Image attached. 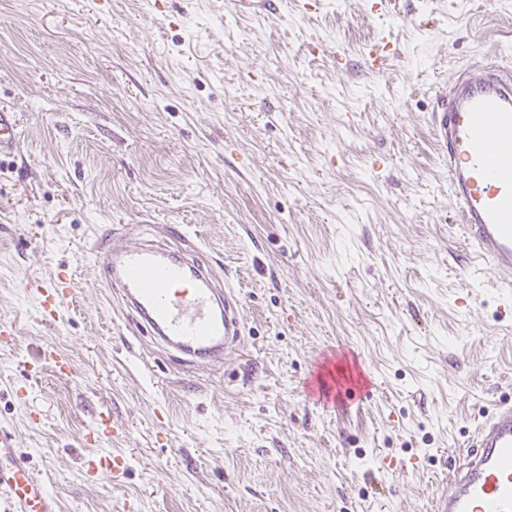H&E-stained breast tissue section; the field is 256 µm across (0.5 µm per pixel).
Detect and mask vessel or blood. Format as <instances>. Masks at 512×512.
I'll list each match as a JSON object with an SVG mask.
<instances>
[{
	"mask_svg": "<svg viewBox=\"0 0 512 512\" xmlns=\"http://www.w3.org/2000/svg\"><path fill=\"white\" fill-rule=\"evenodd\" d=\"M432 131L448 158V183L461 215L463 238L489 267L512 273V69L473 66L452 87L435 93ZM20 142L14 112L0 107V156ZM99 256L107 283L120 288L130 314L189 363L223 364L240 342L239 304L216 288L201 266L164 247L103 243ZM44 319L61 312L74 290L70 276L33 281ZM125 456H101L93 477L113 478ZM0 498L8 512H59L13 434L0 429ZM433 512H512V402L484 415L467 451L433 502Z\"/></svg>",
	"mask_w": 512,
	"mask_h": 512,
	"instance_id": "vessel-or-blood-1",
	"label": "vessel or blood"
}]
</instances>
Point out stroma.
I'll use <instances>...</instances> for the list:
<instances>
[{"mask_svg":"<svg viewBox=\"0 0 512 512\" xmlns=\"http://www.w3.org/2000/svg\"><path fill=\"white\" fill-rule=\"evenodd\" d=\"M373 2L0 0L21 136L0 157V429L62 512H431L512 400L508 276L467 263L429 124L436 86L512 63V0ZM101 233L211 266L242 300L233 357L193 367L137 329ZM62 270L75 291L40 322L27 284ZM331 351L367 367L361 406L308 397ZM104 451L128 470L88 480Z\"/></svg>","mask_w":512,"mask_h":512,"instance_id":"1","label":"stroma"}]
</instances>
